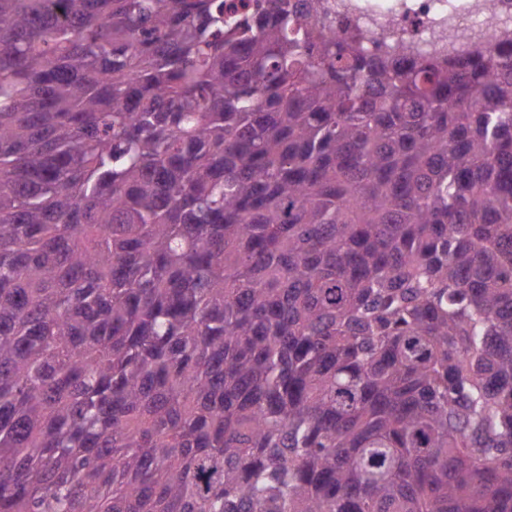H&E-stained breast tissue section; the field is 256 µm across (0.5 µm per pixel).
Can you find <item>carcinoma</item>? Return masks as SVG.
I'll use <instances>...</instances> for the list:
<instances>
[{"label": "carcinoma", "mask_w": 512, "mask_h": 512, "mask_svg": "<svg viewBox=\"0 0 512 512\" xmlns=\"http://www.w3.org/2000/svg\"><path fill=\"white\" fill-rule=\"evenodd\" d=\"M0 512H512V57L0 0Z\"/></svg>", "instance_id": "1"}]
</instances>
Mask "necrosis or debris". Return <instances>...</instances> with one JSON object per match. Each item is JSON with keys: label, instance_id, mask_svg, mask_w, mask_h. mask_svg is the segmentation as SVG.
Segmentation results:
<instances>
[{"label": "necrosis or debris", "instance_id": "necrosis-or-debris-1", "mask_svg": "<svg viewBox=\"0 0 512 512\" xmlns=\"http://www.w3.org/2000/svg\"><path fill=\"white\" fill-rule=\"evenodd\" d=\"M329 36L381 58H464L512 44V0H307Z\"/></svg>", "mask_w": 512, "mask_h": 512}]
</instances>
